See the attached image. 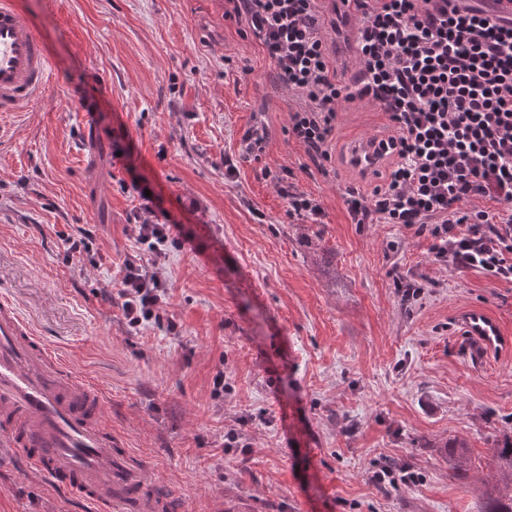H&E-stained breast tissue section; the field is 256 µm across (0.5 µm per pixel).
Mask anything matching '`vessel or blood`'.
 Here are the masks:
<instances>
[{
	"mask_svg": "<svg viewBox=\"0 0 512 512\" xmlns=\"http://www.w3.org/2000/svg\"><path fill=\"white\" fill-rule=\"evenodd\" d=\"M53 78L51 56L15 0H0V112L31 108ZM351 160L365 177L377 168L376 146L357 145ZM456 323L475 359L505 344L498 320L483 308ZM105 391L34 331L12 300L0 296V444L42 478L81 498L89 512H115L143 487L116 458L101 409Z\"/></svg>",
	"mask_w": 512,
	"mask_h": 512,
	"instance_id": "vessel-or-blood-1",
	"label": "vessel or blood"
}]
</instances>
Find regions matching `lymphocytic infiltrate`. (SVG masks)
Here are the masks:
<instances>
[{
	"instance_id": "lymphocytic-infiltrate-1",
	"label": "lymphocytic infiltrate",
	"mask_w": 512,
	"mask_h": 512,
	"mask_svg": "<svg viewBox=\"0 0 512 512\" xmlns=\"http://www.w3.org/2000/svg\"><path fill=\"white\" fill-rule=\"evenodd\" d=\"M276 68V83L298 97L289 138L321 174L343 104L383 112L386 171L370 192L345 187L355 224H399L427 236L436 257L459 270L512 283V17L494 0H226ZM355 62L338 78L339 52L327 32L350 21ZM175 227L141 218L131 232L152 261L127 257L120 269L121 315L138 331L162 324L168 279L158 264Z\"/></svg>"
}]
</instances>
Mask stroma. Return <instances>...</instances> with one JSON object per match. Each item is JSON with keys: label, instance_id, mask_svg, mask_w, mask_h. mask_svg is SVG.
Wrapping results in <instances>:
<instances>
[{"label": "stroma", "instance_id": "stroma-1", "mask_svg": "<svg viewBox=\"0 0 512 512\" xmlns=\"http://www.w3.org/2000/svg\"><path fill=\"white\" fill-rule=\"evenodd\" d=\"M16 2L54 79L34 109L0 112V294L109 391L144 493L165 488L176 512H482L512 442V284L435 260L401 225L352 223L348 153L387 136L384 114L343 104L326 177L287 137L295 100L224 0ZM87 104L128 129L105 151L85 142ZM252 128L265 148L244 160ZM286 168L322 223L288 214ZM146 206L179 227L162 260L174 325L135 334L109 294ZM78 226L95 241L70 257L60 234ZM470 306L510 342L485 364L455 324ZM388 459L413 481L372 483ZM80 509L0 447V512Z\"/></svg>", "mask_w": 512, "mask_h": 512}]
</instances>
